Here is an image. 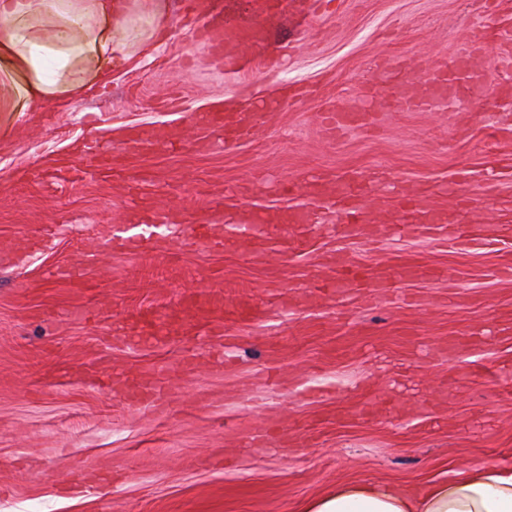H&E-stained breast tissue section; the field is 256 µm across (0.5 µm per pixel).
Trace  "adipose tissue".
<instances>
[{"mask_svg": "<svg viewBox=\"0 0 512 512\" xmlns=\"http://www.w3.org/2000/svg\"><path fill=\"white\" fill-rule=\"evenodd\" d=\"M139 5L153 33L172 27L163 0H0V82L13 91L12 111L41 112L79 100L89 82L109 84L135 56ZM301 512H512V465L478 464L422 484L343 483Z\"/></svg>", "mask_w": 512, "mask_h": 512, "instance_id": "adipose-tissue-1", "label": "adipose tissue"}]
</instances>
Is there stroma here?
<instances>
[{
    "label": "stroma",
    "mask_w": 512,
    "mask_h": 512,
    "mask_svg": "<svg viewBox=\"0 0 512 512\" xmlns=\"http://www.w3.org/2000/svg\"><path fill=\"white\" fill-rule=\"evenodd\" d=\"M182 0L154 60L136 57L108 86L42 112H12L0 88V512H300L350 481L420 483L473 464H512V247L464 248L434 235L352 238L319 224L305 252L259 261L233 237L185 245L173 236L137 256L115 246L136 223L121 184L64 177L45 187L29 168L78 159L86 144L131 126L181 129L192 113L314 87L235 149L146 151L142 203L193 223L213 195L237 193L272 217L288 209L275 182L369 170L435 188L452 208L461 171L512 154L507 111L381 113L373 131L327 137L319 116L370 105L376 61L453 56L459 30L512 37V0H285L268 16L232 0L242 25L263 28L246 69L225 70L196 43ZM343 254L360 267L419 266L428 279L367 288H312L315 267ZM207 287L256 306L222 336L158 342L123 334L131 315L175 306ZM160 389L150 407L133 384ZM257 446L245 441L258 430Z\"/></svg>",
    "instance_id": "obj_1"
}]
</instances>
